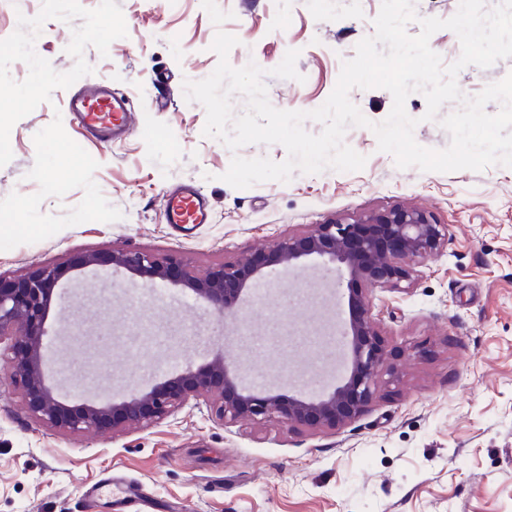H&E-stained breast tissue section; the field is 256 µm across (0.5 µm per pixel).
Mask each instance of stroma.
Returning <instances> with one entry per match:
<instances>
[{"instance_id":"obj_1","label":"stroma","mask_w":512,"mask_h":512,"mask_svg":"<svg viewBox=\"0 0 512 512\" xmlns=\"http://www.w3.org/2000/svg\"><path fill=\"white\" fill-rule=\"evenodd\" d=\"M382 0H0V275L17 278L90 250L180 252L198 270L231 262L287 233L395 206L448 225L443 253L404 291L377 289L372 314L397 379L382 378L355 422L315 432L278 421L230 426L188 400L168 418L119 435L69 434L25 409L0 370V512H512V168H398L375 134L350 127L362 170L294 172L237 189L233 156L284 161L282 145L231 150L204 136L206 111L184 80L214 71L217 31L236 36L232 67L265 70L271 105L312 111L336 86ZM299 50L298 79L273 73ZM512 72V58L460 70L472 97ZM131 100L125 135L101 142L62 110L83 81ZM442 105L425 120L421 93L405 110L416 141L450 143ZM195 186L210 220L167 223L169 191ZM311 256L280 266L265 299L211 316L168 283L147 290L115 268L71 272L45 316L46 377L69 409L120 401L169 378L233 361L243 387L265 376L289 396L336 385L332 352L346 300ZM115 478L124 500L101 493Z\"/></svg>"}]
</instances>
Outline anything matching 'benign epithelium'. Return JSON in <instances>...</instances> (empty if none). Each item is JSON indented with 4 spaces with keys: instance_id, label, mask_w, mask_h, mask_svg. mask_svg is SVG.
I'll return each instance as SVG.
<instances>
[{
    "instance_id": "benign-epithelium-1",
    "label": "benign epithelium",
    "mask_w": 512,
    "mask_h": 512,
    "mask_svg": "<svg viewBox=\"0 0 512 512\" xmlns=\"http://www.w3.org/2000/svg\"><path fill=\"white\" fill-rule=\"evenodd\" d=\"M447 245L448 225L437 223L419 208L395 207L351 221L336 217L307 234L273 240L262 255L245 253L233 262L217 263L203 275L178 254L159 256L133 248L88 251L66 265L37 266L13 279L0 277V341H11L7 369L27 411L62 432L115 436L129 425L150 427L190 398L203 402L212 418L225 425L277 420L312 430L334 429L358 419L372 402L380 379L397 374L372 317L370 291L413 285L419 278V264ZM309 256L327 261V273L336 274V287L346 279L363 284L348 289L350 369L328 394L295 398L270 388L246 389L233 363L216 360L149 390L133 389L118 402L85 404L72 411L46 380L50 344L43 319L47 301L52 288L71 270L94 267L107 272L118 267L146 276L154 285L179 284L192 291L213 316L223 318L238 313L240 297L264 269Z\"/></svg>"
}]
</instances>
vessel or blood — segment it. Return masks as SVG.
<instances>
[{
	"label": "vessel or blood",
	"instance_id": "1",
	"mask_svg": "<svg viewBox=\"0 0 512 512\" xmlns=\"http://www.w3.org/2000/svg\"><path fill=\"white\" fill-rule=\"evenodd\" d=\"M85 129L102 141H111L125 131L129 112L125 96L115 94L106 81L81 84L69 92L62 104ZM167 221L171 224H204L209 219L206 199L193 187L170 192L166 199Z\"/></svg>",
	"mask_w": 512,
	"mask_h": 512
}]
</instances>
